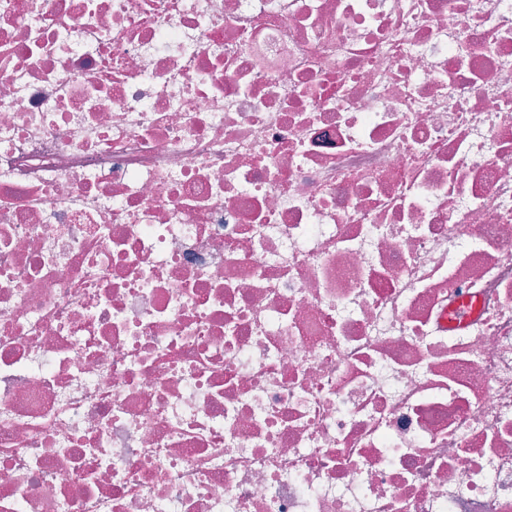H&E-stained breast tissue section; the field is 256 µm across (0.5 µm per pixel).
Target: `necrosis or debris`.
Here are the masks:
<instances>
[{"mask_svg": "<svg viewBox=\"0 0 512 512\" xmlns=\"http://www.w3.org/2000/svg\"><path fill=\"white\" fill-rule=\"evenodd\" d=\"M0 512H512V0H0Z\"/></svg>", "mask_w": 512, "mask_h": 512, "instance_id": "necrosis-or-debris-1", "label": "necrosis or debris"}]
</instances>
